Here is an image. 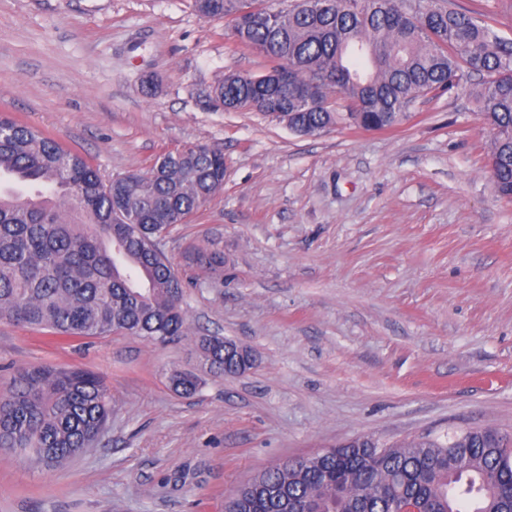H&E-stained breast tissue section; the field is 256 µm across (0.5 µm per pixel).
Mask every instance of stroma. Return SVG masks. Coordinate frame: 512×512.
<instances>
[{"mask_svg":"<svg viewBox=\"0 0 512 512\" xmlns=\"http://www.w3.org/2000/svg\"><path fill=\"white\" fill-rule=\"evenodd\" d=\"M448 5L512 40V0ZM266 69L195 0H0V111L106 181L200 143L224 154L223 189L162 241L193 336L58 345L0 322V391L47 364L96 372L112 397L99 443L61 467L0 453V512H224L279 460L357 437L512 432V202L470 88L386 130L301 135L215 102L225 73ZM205 335L253 367L203 371ZM185 370L202 379L190 397L170 386Z\"/></svg>","mask_w":512,"mask_h":512,"instance_id":"obj_1","label":"stroma"}]
</instances>
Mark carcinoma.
Instances as JSON below:
<instances>
[{"instance_id": "obj_1", "label": "carcinoma", "mask_w": 512, "mask_h": 512, "mask_svg": "<svg viewBox=\"0 0 512 512\" xmlns=\"http://www.w3.org/2000/svg\"><path fill=\"white\" fill-rule=\"evenodd\" d=\"M223 18L237 46L264 56L288 78L261 88L258 76L228 73L221 100L260 111L269 95L318 133L342 115L354 124L393 126L412 104L485 77L475 92L494 130L488 159L498 193L512 199V42L443 0H282L275 15L259 0H195ZM37 185L0 191V321L50 335L56 343L124 333L165 344L190 333L185 283L152 242L198 211L224 185V154L194 145L160 155L127 181L98 169L55 138L0 113V177ZM192 261L224 264L218 252ZM198 346L211 372L246 370L224 355V337ZM191 396L200 378H171ZM112 398L91 371L41 365L0 394V448L55 467L94 447L107 429ZM512 512V436L494 427L388 446L353 439L313 456L285 458L232 491L224 512Z\"/></svg>"}]
</instances>
